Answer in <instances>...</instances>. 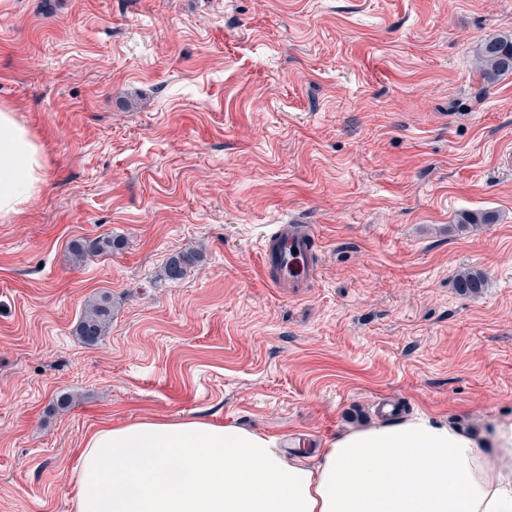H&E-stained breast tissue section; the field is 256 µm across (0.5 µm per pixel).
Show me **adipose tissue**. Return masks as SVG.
Returning a JSON list of instances; mask_svg holds the SVG:
<instances>
[{"label": "adipose tissue", "mask_w": 512, "mask_h": 512, "mask_svg": "<svg viewBox=\"0 0 512 512\" xmlns=\"http://www.w3.org/2000/svg\"><path fill=\"white\" fill-rule=\"evenodd\" d=\"M43 158L0 108V219L42 184ZM74 512H512V419L483 433L417 414L345 431L316 458L277 435L196 417L104 424L73 471Z\"/></svg>", "instance_id": "1"}]
</instances>
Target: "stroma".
I'll use <instances>...</instances> for the list:
<instances>
[{
	"label": "stroma",
	"instance_id": "35a3bbf8",
	"mask_svg": "<svg viewBox=\"0 0 512 512\" xmlns=\"http://www.w3.org/2000/svg\"><path fill=\"white\" fill-rule=\"evenodd\" d=\"M503 34L512 0H0V107L44 158L0 220V512H74L104 423L198 416L309 449L381 401L511 418L512 74L475 67ZM297 217L315 266L293 293L260 242ZM108 235L122 248L74 262ZM197 259L198 254L195 251H186L171 257L164 268L165 276L172 281L182 279L188 266L194 264ZM112 322V305L109 299L100 298L90 302L77 325L76 333L87 343H96L104 336Z\"/></svg>",
	"mask_w": 512,
	"mask_h": 512
}]
</instances>
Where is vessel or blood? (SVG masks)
Instances as JSON below:
<instances>
[{
  "label": "vessel or blood",
  "instance_id": "1",
  "mask_svg": "<svg viewBox=\"0 0 512 512\" xmlns=\"http://www.w3.org/2000/svg\"><path fill=\"white\" fill-rule=\"evenodd\" d=\"M312 236L311 227L293 223L275 225L266 235L261 248L263 264L273 272L276 283L306 287L310 279Z\"/></svg>",
  "mask_w": 512,
  "mask_h": 512
}]
</instances>
